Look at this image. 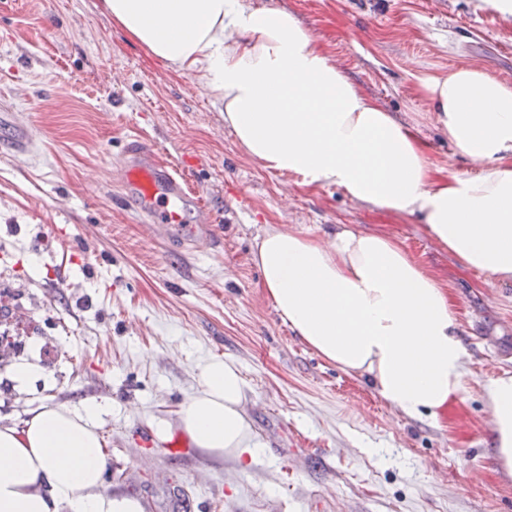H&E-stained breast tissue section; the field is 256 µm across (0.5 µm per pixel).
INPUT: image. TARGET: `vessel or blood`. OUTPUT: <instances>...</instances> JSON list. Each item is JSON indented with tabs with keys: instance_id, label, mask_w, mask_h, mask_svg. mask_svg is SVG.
Listing matches in <instances>:
<instances>
[{
	"instance_id": "b4317fda",
	"label": "vessel or blood",
	"mask_w": 512,
	"mask_h": 512,
	"mask_svg": "<svg viewBox=\"0 0 512 512\" xmlns=\"http://www.w3.org/2000/svg\"><path fill=\"white\" fill-rule=\"evenodd\" d=\"M122 174V200L140 222L155 232H167L186 222L187 211H194L198 227L188 237L189 245L209 241L208 211L188 187L181 172L159 165L146 141L131 144L119 160Z\"/></svg>"
}]
</instances>
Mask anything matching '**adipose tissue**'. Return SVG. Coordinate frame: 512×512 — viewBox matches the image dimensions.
<instances>
[{"label":"adipose tissue","mask_w":512,"mask_h":512,"mask_svg":"<svg viewBox=\"0 0 512 512\" xmlns=\"http://www.w3.org/2000/svg\"><path fill=\"white\" fill-rule=\"evenodd\" d=\"M101 12L152 57L205 84L247 155L302 185L417 218L465 269L512 283V84L460 66L420 77L448 141L476 165L445 174L416 128L336 67L285 9L246 0H101ZM253 261L282 321L302 344L366 379L403 416L438 425L467 392L461 322L449 290L396 237L345 224L314 236L267 230ZM179 424L213 457H257L238 363L196 366ZM491 448L512 476V375L483 389ZM101 407L44 404L0 425V512H143L107 491Z\"/></svg>","instance_id":"1"}]
</instances>
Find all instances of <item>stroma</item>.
Segmentation results:
<instances>
[{"label": "stroma", "instance_id": "stroma-1", "mask_svg": "<svg viewBox=\"0 0 512 512\" xmlns=\"http://www.w3.org/2000/svg\"><path fill=\"white\" fill-rule=\"evenodd\" d=\"M249 2L293 12L365 94L417 127L434 166L474 172L436 129L416 79L469 65L512 83V27L496 12L477 0ZM98 4L0 7V102L34 139L29 162L0 139V250L60 350L56 367L7 382L0 419L21 424L46 402L100 403L104 485L144 512H512L483 399L488 380L512 375V284L461 268L416 219L265 169L197 78L166 68ZM139 135L211 208L214 245L163 244L123 204L114 167ZM339 224L396 236L448 287L469 391L441 427L402 417L300 343L266 295L258 236ZM214 356L234 359L250 386L244 408L263 452L247 465L142 439L160 423L178 434L194 368Z\"/></svg>", "mask_w": 512, "mask_h": 512}]
</instances>
